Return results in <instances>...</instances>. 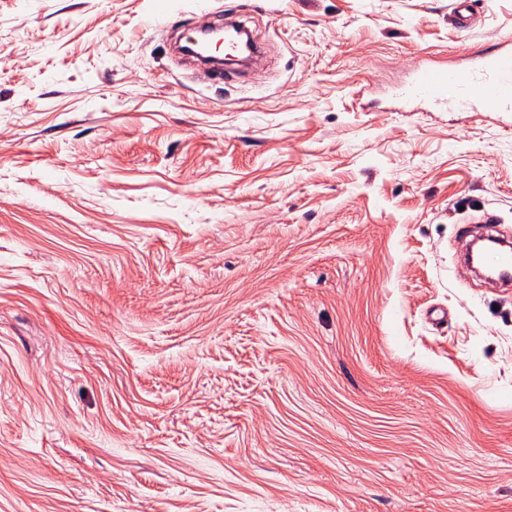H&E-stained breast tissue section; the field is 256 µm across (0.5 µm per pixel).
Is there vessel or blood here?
<instances>
[{
	"mask_svg": "<svg viewBox=\"0 0 512 512\" xmlns=\"http://www.w3.org/2000/svg\"><path fill=\"white\" fill-rule=\"evenodd\" d=\"M473 0H452L451 17L462 29L477 19ZM396 97L417 100L451 112H512V38L500 39L493 51L465 54L448 66L424 64L398 87ZM482 267L512 278V249L487 251Z\"/></svg>",
	"mask_w": 512,
	"mask_h": 512,
	"instance_id": "1",
	"label": "vessel or blood"
}]
</instances>
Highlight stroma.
Segmentation results:
<instances>
[{"mask_svg":"<svg viewBox=\"0 0 512 512\" xmlns=\"http://www.w3.org/2000/svg\"><path fill=\"white\" fill-rule=\"evenodd\" d=\"M450 5L0 0V512H512V113L384 95ZM482 268L496 269L506 284L511 287L512 277V249L496 246L495 249L487 251L480 264Z\"/></svg>","mask_w":512,"mask_h":512,"instance_id":"stroma-1","label":"stroma"}]
</instances>
